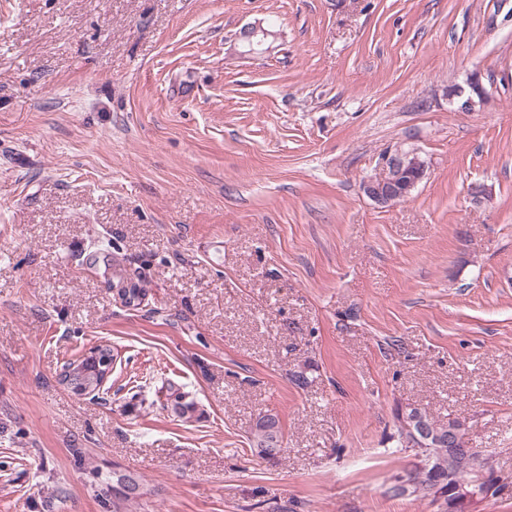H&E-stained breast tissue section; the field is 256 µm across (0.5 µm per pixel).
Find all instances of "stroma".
I'll use <instances>...</instances> for the list:
<instances>
[{
  "mask_svg": "<svg viewBox=\"0 0 512 512\" xmlns=\"http://www.w3.org/2000/svg\"><path fill=\"white\" fill-rule=\"evenodd\" d=\"M397 145L426 175L380 208ZM406 405L465 422L512 512V0H0V512H112L116 469L123 512H441L386 493ZM413 163L420 170V177L408 183L404 182L402 175L406 164L405 153L400 148L386 152L380 159L381 172L361 184L363 193L380 206L394 205L403 199L407 195V191L425 176V165L421 164L417 157ZM98 350H103L105 352H108L109 355H112V345L111 344H108V343L99 344V345L95 346L94 348H92L89 351V355L84 356L81 361H80V359H78V360H74V361L65 363L62 367L61 373L59 374V381L61 382V384L65 385L70 390V392L71 393L73 392L72 394L74 396L78 397L79 399H81V398L94 399L95 397H98L100 394L101 381H99V383L95 386V388L93 390L86 392L85 395H81L79 393H76V391H73L74 389L71 388L72 383L68 382L72 372L77 370L80 366L82 367V369L85 372H87L86 378L91 379L94 376L95 371H96V361L94 358V353ZM78 362H79V364H77ZM82 396H89V397H82ZM253 439L256 453L261 458H275L284 449L280 423L273 415L258 417ZM141 485L142 491L137 495H131L130 492L135 490V487L132 488L129 485H126L125 475L121 474L119 471L112 472V508L116 503L123 504L129 500L140 498L143 495H147L148 490L145 489L142 483H138Z\"/></svg>",
  "mask_w": 512,
  "mask_h": 512,
  "instance_id": "stroma-1",
  "label": "stroma"
}]
</instances>
